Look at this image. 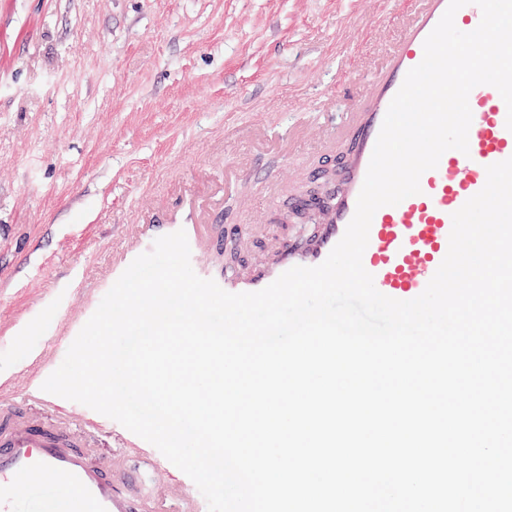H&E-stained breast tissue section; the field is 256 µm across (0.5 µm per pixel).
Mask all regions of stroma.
I'll list each match as a JSON object with an SVG mask.
<instances>
[{
    "label": "stroma",
    "mask_w": 512,
    "mask_h": 512,
    "mask_svg": "<svg viewBox=\"0 0 512 512\" xmlns=\"http://www.w3.org/2000/svg\"><path fill=\"white\" fill-rule=\"evenodd\" d=\"M408 0H0V329L82 313L144 214L224 198V168L311 154L323 85ZM365 31L351 40L350 29Z\"/></svg>",
    "instance_id": "1"
}]
</instances>
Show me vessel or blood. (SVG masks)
<instances>
[{"instance_id":"b4317fda","label":"vessel or blood","mask_w":512,"mask_h":512,"mask_svg":"<svg viewBox=\"0 0 512 512\" xmlns=\"http://www.w3.org/2000/svg\"><path fill=\"white\" fill-rule=\"evenodd\" d=\"M448 4L410 0L398 36L365 57L357 77L326 91L323 106L339 107L342 118L323 136L320 148L340 152V167L335 185L313 205L319 223L310 232H278L272 257L241 271L215 257L219 250L234 249L235 227L216 236L214 225L201 217L202 206H191V218L178 225L141 223L137 244L113 258L111 273L95 289L88 312H95L106 291L137 256L152 249L156 238L180 228L187 235L195 273L230 293L256 292L292 267L321 264L355 213L389 104L407 72L422 61L424 41ZM468 102V152L443 153L437 167L422 174L419 194L381 207L373 216L362 263L376 289L388 297L410 300L424 291L448 253L453 213L483 189L487 166L512 158L507 107L497 89L476 86ZM224 174L251 183L259 209L278 181L247 156L226 164ZM85 323V318L59 313L43 324L42 332L60 344L78 335ZM27 363L33 377L24 399H16L10 385L0 382V512H208L193 484H175L168 465L146 453L145 440L118 422L86 406L68 416L41 411V403L59 407L65 400L42 389L52 373L43 352H30ZM103 430L112 433L107 459L94 446Z\"/></svg>"}]
</instances>
